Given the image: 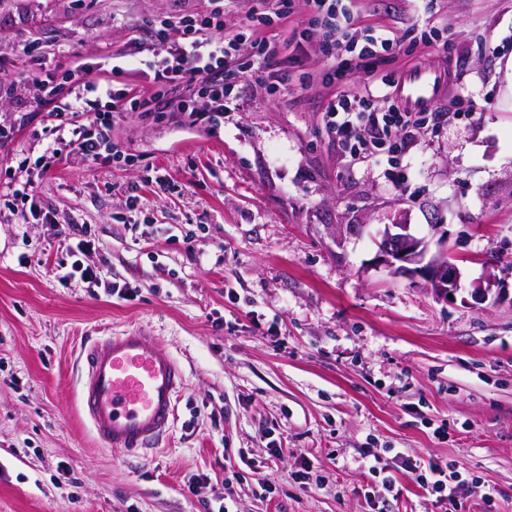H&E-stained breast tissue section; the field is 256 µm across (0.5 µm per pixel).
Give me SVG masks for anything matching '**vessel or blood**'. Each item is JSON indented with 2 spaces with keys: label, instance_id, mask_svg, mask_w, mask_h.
<instances>
[{
  "label": "vessel or blood",
  "instance_id": "1",
  "mask_svg": "<svg viewBox=\"0 0 512 512\" xmlns=\"http://www.w3.org/2000/svg\"><path fill=\"white\" fill-rule=\"evenodd\" d=\"M446 84L443 71L422 66L402 77L395 95L407 110H426ZM81 359L77 402L103 447L139 454L173 433L186 373L157 337L136 328L99 336L83 348Z\"/></svg>",
  "mask_w": 512,
  "mask_h": 512
}]
</instances>
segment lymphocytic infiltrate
<instances>
[{
    "label": "lymphocytic infiltrate",
    "instance_id": "obj_1",
    "mask_svg": "<svg viewBox=\"0 0 512 512\" xmlns=\"http://www.w3.org/2000/svg\"><path fill=\"white\" fill-rule=\"evenodd\" d=\"M260 7L247 11L232 31L224 29V0H208L204 9L173 13L150 21L151 41L132 37L125 50L112 56L111 76L94 77V68L81 64L59 76L47 67L55 50L39 42L27 45L23 53L28 64L21 74L38 92L34 109L46 113L47 142L40 153L23 150L16 154L20 178L0 186V212L18 211L34 200V186L27 172L49 171L60 159L63 148H73L83 160L123 159L124 153L112 140L116 118L126 112H164L177 107L187 114L191 125L216 123L234 99V79L258 76L272 92L285 84L276 67L281 37L274 23L282 18L288 0H258ZM309 24L317 27L322 54L329 62L328 83L343 82L354 69L370 71L382 54L390 52L392 38L365 36L357 39L350 27L344 0H302ZM145 66L153 74L152 87H117L112 76L132 67ZM182 88L188 95L202 94L204 108L191 106L186 99L172 103L166 87ZM395 80L382 79L374 90L363 94L339 91L323 112L328 135L337 141L352 162L380 161L390 169L393 182L407 188L409 178L400 165L402 154L417 145L416 133L441 121H474L470 109L452 113L423 110L410 112L396 101ZM384 107H375V99Z\"/></svg>",
    "mask_w": 512,
    "mask_h": 512
}]
</instances>
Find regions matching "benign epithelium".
Returning a JSON list of instances; mask_svg holds the SVG:
<instances>
[{
	"label": "benign epithelium",
	"instance_id": "obj_1",
	"mask_svg": "<svg viewBox=\"0 0 512 512\" xmlns=\"http://www.w3.org/2000/svg\"><path fill=\"white\" fill-rule=\"evenodd\" d=\"M430 230L431 237L420 238L411 234L405 224L385 226L376 261L393 275L417 281L446 300L459 290L461 272L448 259V230L442 224H432ZM433 242L438 251L430 257Z\"/></svg>",
	"mask_w": 512,
	"mask_h": 512
}]
</instances>
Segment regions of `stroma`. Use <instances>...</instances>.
I'll list each match as a JSON object with an SVG mask.
<instances>
[{"mask_svg":"<svg viewBox=\"0 0 512 512\" xmlns=\"http://www.w3.org/2000/svg\"><path fill=\"white\" fill-rule=\"evenodd\" d=\"M351 0L353 27L398 47L377 76L448 66L475 122L420 132L410 188L330 139L317 38L279 59L287 92L243 80L219 125L135 112L112 139L126 160L77 155L37 180L36 216L0 214V512H446L407 460L465 481L457 512H512V0ZM0 0V179L40 145L24 117L18 49L40 40L63 71L112 66L150 19L204 0ZM140 202L129 207L130 188ZM448 227L454 298L376 264L378 232ZM91 232L100 282H58L72 225ZM510 289L475 302L485 274ZM136 327L159 336L187 388L160 450L99 446L77 407L80 346ZM380 461L384 477L368 471Z\"/></svg>","mask_w":512,"mask_h":512,"instance_id":"stroma-1","label":"stroma"}]
</instances>
